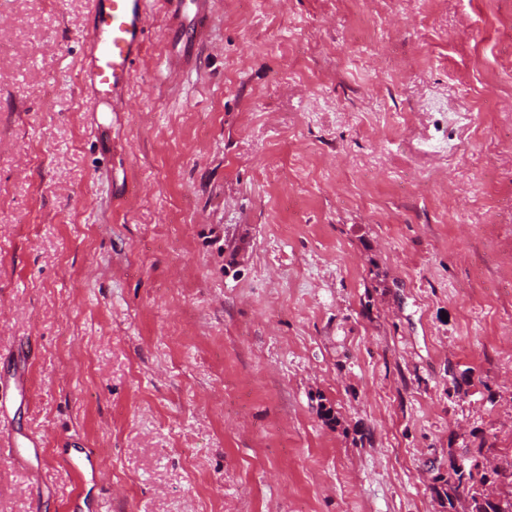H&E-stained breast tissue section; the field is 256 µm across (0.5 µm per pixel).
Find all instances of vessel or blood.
Here are the masks:
<instances>
[{
	"instance_id": "vessel-or-blood-1",
	"label": "vessel or blood",
	"mask_w": 512,
	"mask_h": 512,
	"mask_svg": "<svg viewBox=\"0 0 512 512\" xmlns=\"http://www.w3.org/2000/svg\"><path fill=\"white\" fill-rule=\"evenodd\" d=\"M205 19L211 0H166L171 25H179L187 5ZM149 27L148 0H93L84 37L81 87L89 101L103 98L119 104L141 58ZM63 462L82 479L96 476L90 453L63 450Z\"/></svg>"
}]
</instances>
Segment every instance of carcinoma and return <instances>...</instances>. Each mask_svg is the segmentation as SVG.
Here are the masks:
<instances>
[{"mask_svg": "<svg viewBox=\"0 0 512 512\" xmlns=\"http://www.w3.org/2000/svg\"><path fill=\"white\" fill-rule=\"evenodd\" d=\"M487 460V451L480 446L468 451L460 465L449 461L448 479L436 490L448 508L456 509L455 503L463 498L468 512H512V489L498 490L500 484L512 486V463L489 467Z\"/></svg>", "mask_w": 512, "mask_h": 512, "instance_id": "obj_1", "label": "carcinoma"}]
</instances>
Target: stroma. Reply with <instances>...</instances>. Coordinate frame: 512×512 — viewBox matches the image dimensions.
Listing matches in <instances>:
<instances>
[{"label": "stroma", "mask_w": 512, "mask_h": 512, "mask_svg": "<svg viewBox=\"0 0 512 512\" xmlns=\"http://www.w3.org/2000/svg\"><path fill=\"white\" fill-rule=\"evenodd\" d=\"M91 10L0 0V512H67L69 443L102 512H448L449 456L512 462V0H149L96 129ZM170 24L178 26L182 21L185 7L192 4L195 7V14L198 21H203L209 11L211 0H165ZM189 2V3H188ZM63 462L81 479L88 478L94 480L97 475V468L94 464L93 457L89 452H80L73 454L67 448L61 452Z\"/></svg>", "instance_id": "obj_1"}]
</instances>
